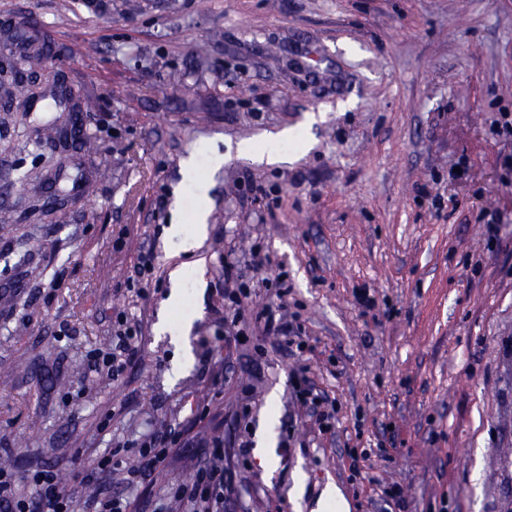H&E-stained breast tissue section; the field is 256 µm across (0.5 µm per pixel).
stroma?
<instances>
[{
	"mask_svg": "<svg viewBox=\"0 0 512 512\" xmlns=\"http://www.w3.org/2000/svg\"><path fill=\"white\" fill-rule=\"evenodd\" d=\"M28 16L54 39L40 82L64 71L98 109L90 149L68 133L73 114L0 112V468L52 464L67 486L75 452L173 425L189 445L153 482L103 479L135 512L165 506L215 437L233 475L225 512H316L331 482L349 512H499L512 494V0H0V28ZM311 112L324 119L295 160L236 155ZM215 152L227 159L213 175ZM190 154L214 184L183 350L154 324L180 262L165 229L196 205ZM145 244L154 280L138 292L126 282ZM228 261L255 286L237 314ZM264 307L294 316L301 353L252 330ZM120 313L140 333L115 380L88 356L118 352ZM298 368L333 406L329 431L292 395ZM273 391L278 436L260 455ZM397 488L402 506H386ZM240 278L237 266L233 262L224 264V300L240 305V296L245 294V288H231Z\"/></svg>",
	"mask_w": 512,
	"mask_h": 512,
	"instance_id": "obj_1",
	"label": "stroma"
}]
</instances>
